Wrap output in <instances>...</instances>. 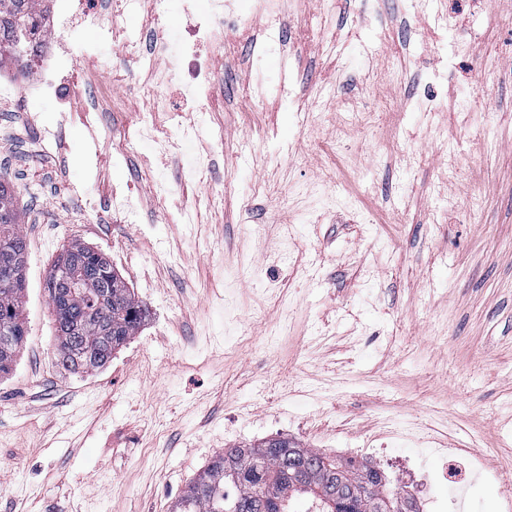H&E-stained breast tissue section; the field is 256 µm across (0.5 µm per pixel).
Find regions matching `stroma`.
Returning <instances> with one entry per match:
<instances>
[{
	"instance_id": "1",
	"label": "stroma",
	"mask_w": 512,
	"mask_h": 512,
	"mask_svg": "<svg viewBox=\"0 0 512 512\" xmlns=\"http://www.w3.org/2000/svg\"><path fill=\"white\" fill-rule=\"evenodd\" d=\"M442 2L457 19L429 116L415 99L418 56L399 87L375 76L391 39L435 46L432 0H385L372 14L363 0H301L296 50L239 47L228 73L223 47H209L225 79L199 102L175 86L145 100L117 75L87 72L82 31L61 65L113 111L60 113L0 70L16 92L0 109V181L16 192L28 242V341L0 377V512H173L216 452L276 437L333 458L383 449L396 488L403 461L450 470L424 488L448 512H507L512 0H494L478 40L458 0ZM150 7L135 0L98 55L142 32ZM258 83L263 101L240 97ZM288 84L302 88L301 107L282 104ZM463 93L473 111H449ZM349 98L374 119L339 141L320 115ZM144 113L175 139L196 125L186 152L206 163L200 181L184 182L177 157L137 138ZM48 127L59 135L47 149ZM449 151L460 168L451 185ZM159 177L169 200L153 197ZM116 188L131 189L135 215L106 213ZM185 205L189 224L176 219ZM74 239L103 253L149 310L110 363L79 375L56 363L44 290ZM475 460L484 475L463 506L458 480Z\"/></svg>"
}]
</instances>
